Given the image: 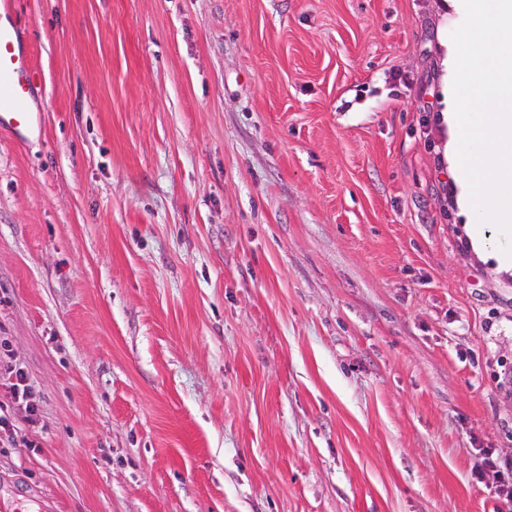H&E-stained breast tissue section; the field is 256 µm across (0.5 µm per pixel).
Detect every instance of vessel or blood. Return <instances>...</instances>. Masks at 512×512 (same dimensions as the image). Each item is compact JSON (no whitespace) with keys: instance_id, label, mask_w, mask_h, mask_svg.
I'll return each mask as SVG.
<instances>
[{"instance_id":"obj_1","label":"vessel or blood","mask_w":512,"mask_h":512,"mask_svg":"<svg viewBox=\"0 0 512 512\" xmlns=\"http://www.w3.org/2000/svg\"><path fill=\"white\" fill-rule=\"evenodd\" d=\"M34 84L31 55L22 48L16 26L0 24V128L21 131L30 121L24 102Z\"/></svg>"}]
</instances>
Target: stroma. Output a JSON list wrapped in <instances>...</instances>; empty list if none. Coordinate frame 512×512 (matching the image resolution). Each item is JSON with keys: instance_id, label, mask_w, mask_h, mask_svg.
<instances>
[{"instance_id": "1", "label": "stroma", "mask_w": 512, "mask_h": 512, "mask_svg": "<svg viewBox=\"0 0 512 512\" xmlns=\"http://www.w3.org/2000/svg\"><path fill=\"white\" fill-rule=\"evenodd\" d=\"M0 447L51 512H492L512 272L446 158L463 0H0ZM34 72L31 55L20 47L17 27L0 24V128L20 134L30 121L23 104L31 93ZM4 383L11 400L14 403H25V408L29 416L33 418L37 415V407L30 403L28 385L26 384V374L21 367L12 365L9 362L4 364Z\"/></svg>"}]
</instances>
